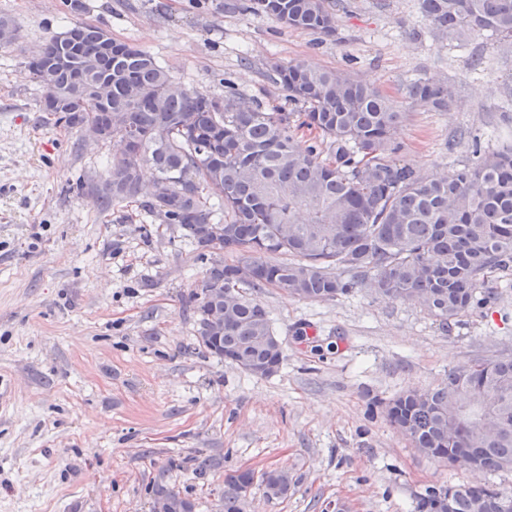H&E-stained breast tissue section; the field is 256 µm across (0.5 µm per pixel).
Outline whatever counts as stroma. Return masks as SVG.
<instances>
[{"label": "stroma", "instance_id": "obj_1", "mask_svg": "<svg viewBox=\"0 0 512 512\" xmlns=\"http://www.w3.org/2000/svg\"><path fill=\"white\" fill-rule=\"evenodd\" d=\"M225 0H0L17 29L0 46V512H153L159 489L220 512L228 475L279 470L288 491L254 482L242 512H415L432 486L471 473L420 454L382 401L442 384L478 359L512 355V280L441 328L369 286L311 302L251 290L285 359L255 377L200 346L190 296L218 261L178 225L146 217V194L101 208L87 185L111 146L81 144L41 112L28 62L83 22L151 53L173 79L216 96L286 107L276 69L351 71L399 101L401 156L424 175L470 163L512 133V54L495 38L435 35L417 0H330L336 34L224 9ZM451 84L437 111L409 83Z\"/></svg>", "mask_w": 512, "mask_h": 512}]
</instances>
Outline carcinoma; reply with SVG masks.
<instances>
[{"mask_svg":"<svg viewBox=\"0 0 512 512\" xmlns=\"http://www.w3.org/2000/svg\"><path fill=\"white\" fill-rule=\"evenodd\" d=\"M441 36L467 41L495 36L512 48V0H418ZM238 8L287 26L336 35L328 0H242ZM75 23L44 45L45 68L28 63L45 99L74 114L69 129L93 125L112 143L106 177L93 186L101 206L139 195L141 172L156 173L147 216L177 224L204 250L205 228L224 225L230 263L213 264L204 283L231 293L224 299L220 344H201L265 361L278 339L264 307L248 291L268 286L308 301H331L359 284L391 302L417 304L448 329L450 320L481 305L478 289L512 269V140L494 148L474 143L472 163L428 178L404 161L399 134L405 113L395 100L339 70L296 62L276 68L289 112L246 100L229 79L224 95L181 86L140 47ZM414 103L436 110L455 95L446 83L417 79ZM288 254L292 259L279 260ZM198 336L205 335V291L192 294ZM390 424L424 455L454 465L462 448L474 467L512 468V357L476 360L448 374L443 385L403 391L385 405ZM234 492L224 512H241L245 476L230 475ZM265 492H288L285 473L264 474ZM452 493V512H498L504 495L489 484L442 485L422 494L416 512H431L437 491ZM169 512H192L190 501L162 492Z\"/></svg>","mask_w":512,"mask_h":512,"instance_id":"cac0c4a2","label":"carcinoma"}]
</instances>
